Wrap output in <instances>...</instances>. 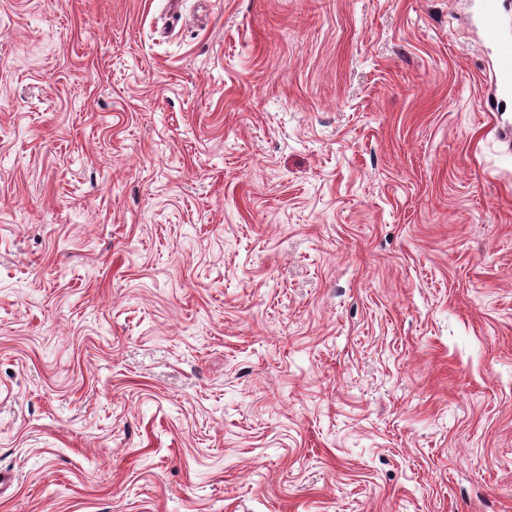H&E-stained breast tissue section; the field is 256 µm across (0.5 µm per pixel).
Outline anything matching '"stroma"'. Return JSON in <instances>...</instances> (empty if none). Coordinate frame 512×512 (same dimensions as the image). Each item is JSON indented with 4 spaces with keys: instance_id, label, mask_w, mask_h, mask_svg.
Here are the masks:
<instances>
[{
    "instance_id": "1",
    "label": "stroma",
    "mask_w": 512,
    "mask_h": 512,
    "mask_svg": "<svg viewBox=\"0 0 512 512\" xmlns=\"http://www.w3.org/2000/svg\"><path fill=\"white\" fill-rule=\"evenodd\" d=\"M468 0H0V512H512V105Z\"/></svg>"
}]
</instances>
